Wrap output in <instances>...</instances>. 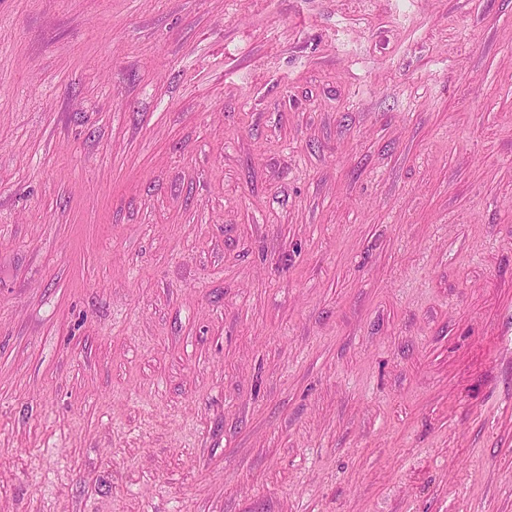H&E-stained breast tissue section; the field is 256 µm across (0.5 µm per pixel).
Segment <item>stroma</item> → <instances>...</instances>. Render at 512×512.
<instances>
[{"label":"stroma","mask_w":512,"mask_h":512,"mask_svg":"<svg viewBox=\"0 0 512 512\" xmlns=\"http://www.w3.org/2000/svg\"><path fill=\"white\" fill-rule=\"evenodd\" d=\"M0 512H512V0H0Z\"/></svg>","instance_id":"35a3bbf8"}]
</instances>
